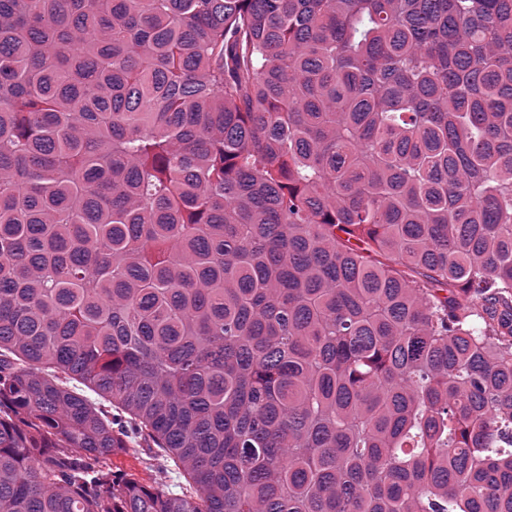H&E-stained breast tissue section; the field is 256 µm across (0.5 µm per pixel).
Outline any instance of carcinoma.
<instances>
[{
    "mask_svg": "<svg viewBox=\"0 0 512 512\" xmlns=\"http://www.w3.org/2000/svg\"><path fill=\"white\" fill-rule=\"evenodd\" d=\"M0 512H512V0H0ZM112 471L135 473L144 482L149 484H172V478L160 468L157 461L152 459L146 448H127L118 455L112 456L109 462Z\"/></svg>",
    "mask_w": 512,
    "mask_h": 512,
    "instance_id": "obj_1",
    "label": "carcinoma"
}]
</instances>
